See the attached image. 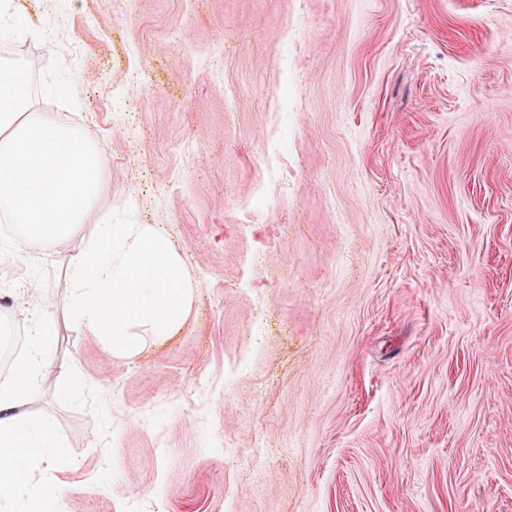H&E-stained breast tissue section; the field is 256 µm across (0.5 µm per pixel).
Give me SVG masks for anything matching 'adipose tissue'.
<instances>
[{
	"label": "adipose tissue",
	"instance_id": "obj_1",
	"mask_svg": "<svg viewBox=\"0 0 512 512\" xmlns=\"http://www.w3.org/2000/svg\"><path fill=\"white\" fill-rule=\"evenodd\" d=\"M43 4L48 22L37 26L15 0H0V40L51 45L54 0ZM108 166L89 128L33 107L26 67L0 64V216L15 226L30 269L50 249L70 256L62 304L32 300L25 348L0 371V512L25 504L52 512L63 494L57 473L70 462L56 422L29 409L55 373L59 325L131 359L177 331L190 311L195 286L162 225L88 223ZM78 234L85 246L73 255Z\"/></svg>",
	"mask_w": 512,
	"mask_h": 512
}]
</instances>
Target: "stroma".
I'll list each match as a JSON object with an SVG mask.
<instances>
[{"label": "stroma", "instance_id": "1", "mask_svg": "<svg viewBox=\"0 0 512 512\" xmlns=\"http://www.w3.org/2000/svg\"><path fill=\"white\" fill-rule=\"evenodd\" d=\"M57 6L36 107L99 135L92 223L171 226L195 296L133 359L61 330L93 391L31 404L73 464L56 512H512V0ZM65 264L13 272L56 302ZM258 439L254 471L230 451Z\"/></svg>", "mask_w": 512, "mask_h": 512}]
</instances>
